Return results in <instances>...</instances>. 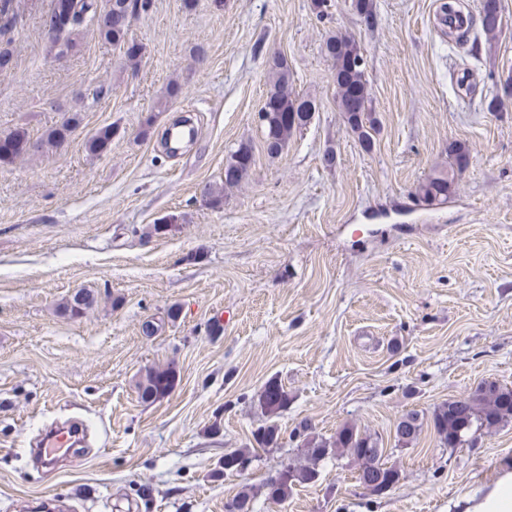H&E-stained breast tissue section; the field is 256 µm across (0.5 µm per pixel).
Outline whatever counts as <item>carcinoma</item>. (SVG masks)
<instances>
[{"instance_id": "obj_1", "label": "carcinoma", "mask_w": 512, "mask_h": 512, "mask_svg": "<svg viewBox=\"0 0 512 512\" xmlns=\"http://www.w3.org/2000/svg\"><path fill=\"white\" fill-rule=\"evenodd\" d=\"M149 0H109L108 7L100 9L97 0H75L73 21L62 33L54 32L49 41L63 40V47L74 49L80 30L93 25L101 38L124 49L125 59L135 64L143 56L142 44L128 41L127 34L137 9H146ZM464 5L461 0H450L440 6L441 21L448 25L463 19ZM482 33L492 40L502 31V13L488 14L479 18ZM324 53L334 70L338 107L345 122L366 149L373 145L375 120L371 113L369 81L365 71L363 54L358 41L349 35L336 34L326 40ZM275 80L261 108L264 126V149L269 155L280 154L292 135L304 128L316 110L310 99L301 98L289 88L288 63L275 56L269 61ZM80 118L74 113L47 134L31 140L23 128L9 132L15 148L0 149V162L8 163L31 152L47 153L62 146L79 126ZM115 128H104L91 135L86 150L100 156L112 141ZM449 170L438 172L425 179L417 190V199L432 203L444 201L455 193V173L469 164V150L462 144L448 146ZM254 165L253 147L241 143L234 150L224 167V185L232 187L246 178ZM96 302L94 293L79 290L65 299L62 311L76 318ZM176 372L171 367L149 368L137 382L139 397L144 402H154L168 394L175 385ZM258 405L267 414L274 415L288 405V391L276 379L263 386L258 395ZM512 420V388L488 382L471 395L453 400L438 407L432 416L434 431L441 444L461 448L471 443L476 433L489 434ZM419 414L411 411L396 425L395 437L401 444L417 440L422 430ZM254 448H271L278 445V428L269 424L252 434ZM298 437L302 438L303 461L287 465L267 480L262 489L266 497L282 501L297 484H310L319 477V463L331 453L347 456L357 466L356 479L373 493H383L399 481V470L383 461V449L379 439L357 428L344 424L329 439L310 436L308 424L300 425Z\"/></svg>"}]
</instances>
